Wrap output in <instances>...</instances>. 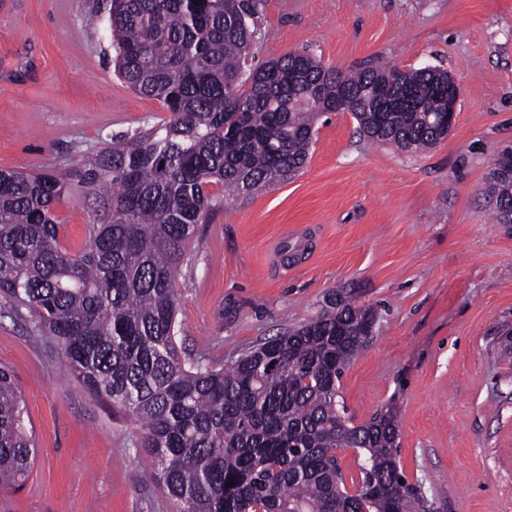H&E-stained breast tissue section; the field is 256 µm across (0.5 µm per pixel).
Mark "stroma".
I'll use <instances>...</instances> for the list:
<instances>
[{
  "label": "stroma",
  "instance_id": "obj_1",
  "mask_svg": "<svg viewBox=\"0 0 512 512\" xmlns=\"http://www.w3.org/2000/svg\"><path fill=\"white\" fill-rule=\"evenodd\" d=\"M107 0H0V169L71 178L103 141L164 122L112 62ZM254 64L305 50L343 70L437 67L461 89L453 128L409 153L318 117L305 168L228 199L198 225L177 276L183 356L229 365L353 288L377 316L336 401L351 423L391 408L397 460L427 512H512V224L480 195L512 150V0H264ZM82 251L103 212L78 183L56 203ZM312 236L281 270L272 247ZM0 365L27 401L37 459L0 512H173L142 432L69 374L26 309L0 302Z\"/></svg>",
  "mask_w": 512,
  "mask_h": 512
}]
</instances>
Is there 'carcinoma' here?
<instances>
[{
	"label": "carcinoma",
	"mask_w": 512,
	"mask_h": 512,
	"mask_svg": "<svg viewBox=\"0 0 512 512\" xmlns=\"http://www.w3.org/2000/svg\"><path fill=\"white\" fill-rule=\"evenodd\" d=\"M264 0H111L112 61L168 120L104 143L79 183L106 212L79 254L59 242L54 173L0 170V300L36 317L89 392L133 414L153 479L176 512H416L399 471L391 410L354 426L336 407L344 369L372 339L374 312L332 293L305 323L226 367L176 341L179 264L216 206L294 177L317 117L346 102L362 136L406 152L448 125V72L371 65L338 71L294 52L245 72ZM491 201L512 177L489 173ZM26 399L0 368V486L33 464ZM358 454L347 489L336 452ZM235 485L228 486L229 480Z\"/></svg>",
	"instance_id": "carcinoma-1"
}]
</instances>
